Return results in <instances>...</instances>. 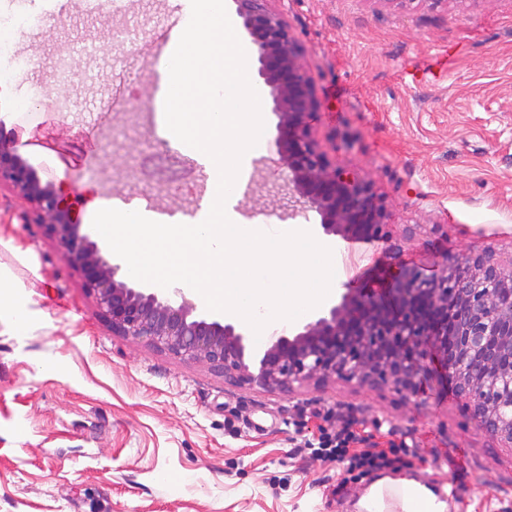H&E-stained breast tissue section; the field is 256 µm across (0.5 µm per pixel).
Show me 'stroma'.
I'll return each instance as SVG.
<instances>
[{"mask_svg": "<svg viewBox=\"0 0 512 512\" xmlns=\"http://www.w3.org/2000/svg\"><path fill=\"white\" fill-rule=\"evenodd\" d=\"M190 0H127L121 13L81 0H0L36 15L14 46L41 67L0 82V127L43 180L64 183L91 240L100 201L191 217L209 173L184 155L176 185L145 177L156 134L158 49ZM325 106L315 124L337 164L387 202L402 259L432 274L444 253L512 255V0H450L400 11L370 0H285ZM138 30L113 44L116 29ZM30 104L19 120L20 100ZM278 157L253 165L238 204L249 222L288 209ZM0 190V291L29 312L0 321V512H353L381 476L408 473L448 512H512V447L474 421L451 383L420 397L327 381L289 393L225 383L205 365L116 336L52 229ZM335 247L340 288L384 277L387 241ZM349 427L409 449L396 467L347 471L310 448Z\"/></svg>", "mask_w": 512, "mask_h": 512, "instance_id": "stroma-1", "label": "stroma"}]
</instances>
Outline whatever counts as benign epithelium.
Returning a JSON list of instances; mask_svg holds the SVG:
<instances>
[{"mask_svg": "<svg viewBox=\"0 0 512 512\" xmlns=\"http://www.w3.org/2000/svg\"><path fill=\"white\" fill-rule=\"evenodd\" d=\"M256 47L258 75L277 117L278 175L327 235L386 237L389 212L371 181L339 166L315 136L324 107L305 47L275 7L277 0H231ZM24 198L83 274L109 315L112 333L192 359L240 387L290 392L330 378L388 385L412 397L436 367L454 385L471 416L512 446V256L495 251L444 258L435 277L401 262L389 245L385 287L348 288L339 303L291 334L276 329L254 356L250 330L196 313L180 290L133 286L105 249L80 234V215L62 185L42 182L0 133V187Z\"/></svg>", "mask_w": 512, "mask_h": 512, "instance_id": "benign-epithelium-1", "label": "benign epithelium"}]
</instances>
